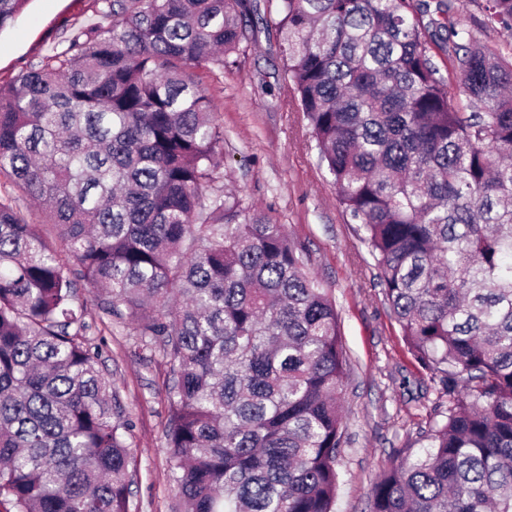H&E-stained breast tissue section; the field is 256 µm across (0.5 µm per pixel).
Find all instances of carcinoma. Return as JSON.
Listing matches in <instances>:
<instances>
[{
    "instance_id": "cac0c4a2",
    "label": "carcinoma",
    "mask_w": 512,
    "mask_h": 512,
    "mask_svg": "<svg viewBox=\"0 0 512 512\" xmlns=\"http://www.w3.org/2000/svg\"><path fill=\"white\" fill-rule=\"evenodd\" d=\"M27 0H0V29ZM106 28L0 86V512H129L130 420L84 340L77 282L171 367L185 512H335L348 358L303 250L222 189L196 74L247 40L253 0H100ZM410 0H278L287 91L364 230L409 352L448 397L370 512H512V53ZM512 32V0H483ZM58 229L50 240L45 225ZM440 0H411L414 15L422 21V36L426 41L429 56L435 67L448 85L451 94H458L459 72L455 69L451 57V49L448 48V32L442 31L435 34L434 29L428 26L430 17L441 18L437 13ZM427 6V12H426Z\"/></svg>"
}]
</instances>
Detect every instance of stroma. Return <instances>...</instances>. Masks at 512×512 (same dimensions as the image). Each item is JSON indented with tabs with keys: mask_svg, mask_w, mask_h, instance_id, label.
<instances>
[{
	"mask_svg": "<svg viewBox=\"0 0 512 512\" xmlns=\"http://www.w3.org/2000/svg\"><path fill=\"white\" fill-rule=\"evenodd\" d=\"M411 3L424 23L422 36L435 67L449 92H457L460 76L448 34L428 24L440 0ZM256 5L258 16L234 65L197 72L224 134L216 185L283 225L336 300L350 362L342 381L347 443L338 466L336 512H369L376 478L399 452L416 447L439 395L416 390L430 374L409 353L358 227L339 205L330 176L309 146L307 122L287 94L283 57L269 25L275 4L256 0ZM453 21L485 43H512L510 33L484 31L476 0H456ZM102 22L96 0H27L14 22L0 30V85ZM77 296L87 303L86 340L99 347L116 405L132 423L126 436L132 453L130 512H172L179 497L165 438L167 360L159 347L144 345L131 325L104 314L86 284H79Z\"/></svg>",
	"mask_w": 512,
	"mask_h": 512,
	"instance_id": "obj_1",
	"label": "stroma"
}]
</instances>
